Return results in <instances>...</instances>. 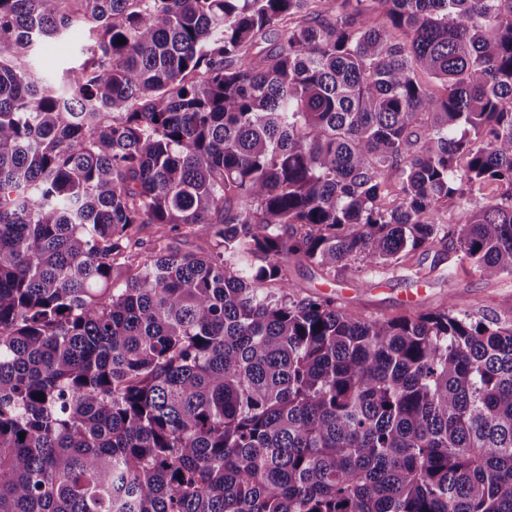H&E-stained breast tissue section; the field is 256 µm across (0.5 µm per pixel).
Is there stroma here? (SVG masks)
I'll list each match as a JSON object with an SVG mask.
<instances>
[{
  "instance_id": "obj_1",
  "label": "stroma",
  "mask_w": 512,
  "mask_h": 512,
  "mask_svg": "<svg viewBox=\"0 0 512 512\" xmlns=\"http://www.w3.org/2000/svg\"><path fill=\"white\" fill-rule=\"evenodd\" d=\"M438 263V270L428 279H418V265ZM456 256L449 246L436 245L417 253L404 265L392 268L379 278L377 285L367 286V275L357 264L327 275L309 264H290L288 276L298 295L320 296L335 294L338 303L357 309L368 316H394L408 308L430 311L447 299H454L459 309L476 307L485 313L512 316V280L490 282L477 271L456 272Z\"/></svg>"
}]
</instances>
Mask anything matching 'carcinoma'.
Masks as SVG:
<instances>
[{
	"label": "carcinoma",
	"instance_id": "obj_1",
	"mask_svg": "<svg viewBox=\"0 0 512 512\" xmlns=\"http://www.w3.org/2000/svg\"><path fill=\"white\" fill-rule=\"evenodd\" d=\"M325 2L0 0V512H512V317L288 278L512 276V0ZM72 51L73 42L70 39L43 42L31 56L33 70L48 81H55L63 65L74 59L77 50ZM68 56L69 58L65 59ZM62 61L63 63H61ZM450 248L449 244H438L428 251H419L404 265L392 268L375 280L379 284L373 287L366 286L368 278L365 271L358 268L359 263L336 270L334 277L312 265L291 261L288 276L299 296L334 293L342 306L357 309L367 316H394L411 307L435 310L448 301V297H452L462 310L480 307L487 314L512 316L511 278L489 282L475 269L448 278V270L456 269L458 263ZM435 259L442 261L438 270L426 280L418 279L415 274L418 262L429 267Z\"/></svg>",
	"mask_w": 512,
	"mask_h": 512
}]
</instances>
